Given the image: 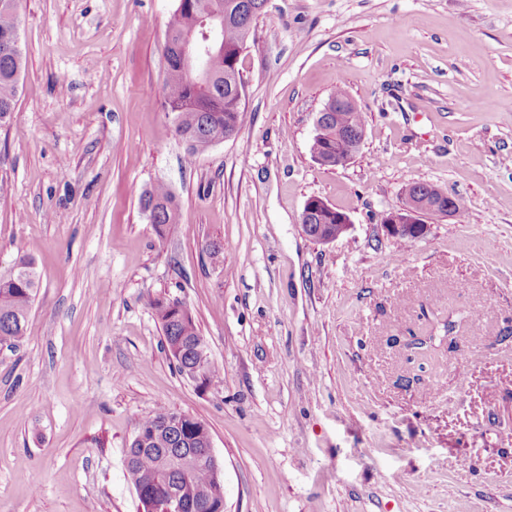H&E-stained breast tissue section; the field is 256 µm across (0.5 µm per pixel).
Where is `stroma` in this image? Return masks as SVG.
I'll list each match as a JSON object with an SVG mask.
<instances>
[{"label": "stroma", "instance_id": "obj_1", "mask_svg": "<svg viewBox=\"0 0 512 512\" xmlns=\"http://www.w3.org/2000/svg\"><path fill=\"white\" fill-rule=\"evenodd\" d=\"M177 4L20 2L0 273L30 256L38 291L0 349V512H142L125 455L161 406L208 426L224 512H512V0H268L238 131L191 162L164 107ZM340 86L364 140L329 167L310 142ZM414 182L460 209L407 245L381 220ZM313 197L350 219L332 243L301 229ZM159 298L221 384L177 374ZM141 206L148 212L152 224L163 226L178 220V205L170 191L163 185L145 191L140 197Z\"/></svg>", "mask_w": 512, "mask_h": 512}]
</instances>
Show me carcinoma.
<instances>
[{
  "label": "carcinoma",
  "instance_id": "1",
  "mask_svg": "<svg viewBox=\"0 0 512 512\" xmlns=\"http://www.w3.org/2000/svg\"><path fill=\"white\" fill-rule=\"evenodd\" d=\"M267 0H186L174 11L166 31V100L167 111L175 114L176 130L185 142L188 158L209 148V142L224 140L227 130L239 126L242 104L231 91L230 82L239 72L238 63L250 35L253 23L265 9ZM226 12L229 20L222 30L223 48L209 59L207 77L196 78L188 68L183 49L194 47L203 37V18L216 12ZM19 0H0V126L5 125L15 111L25 57L21 44L4 45L7 37L19 39ZM329 113L312 139L313 156L323 157L327 146L336 143V131L348 132L364 126L361 113L348 103V92L339 87L324 106ZM420 189L431 203L444 199L447 191L438 184L415 182L408 185ZM141 206L148 212L151 223L158 226L175 224L178 205L163 185L144 192ZM37 292L34 261L22 256L8 274H0V344L15 345L26 335L28 317ZM153 310L161 325L166 348L178 373L200 388L216 382L218 369L210 361L207 346L199 333L195 319L187 308L177 302L158 299ZM176 412L162 409L142 418L136 433H144L148 443L133 438L128 453L131 459L126 469L142 503L162 501L171 488L186 490L188 499L184 512H205L216 495H224L217 486L210 466L198 462L188 469L180 460L186 448H200L210 438L207 425L194 417L183 415L180 429L171 432L166 423Z\"/></svg>",
  "mask_w": 512,
  "mask_h": 512
}]
</instances>
